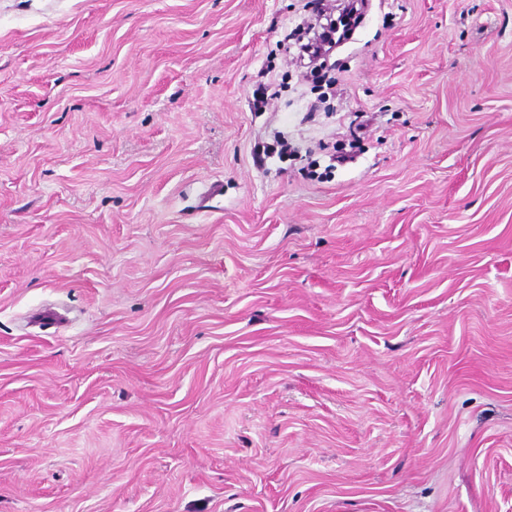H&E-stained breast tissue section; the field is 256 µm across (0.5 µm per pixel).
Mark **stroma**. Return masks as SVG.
Listing matches in <instances>:
<instances>
[{"label":"stroma","instance_id":"35a3bbf8","mask_svg":"<svg viewBox=\"0 0 512 512\" xmlns=\"http://www.w3.org/2000/svg\"><path fill=\"white\" fill-rule=\"evenodd\" d=\"M310 2L0 0V512H512V0Z\"/></svg>","mask_w":512,"mask_h":512}]
</instances>
